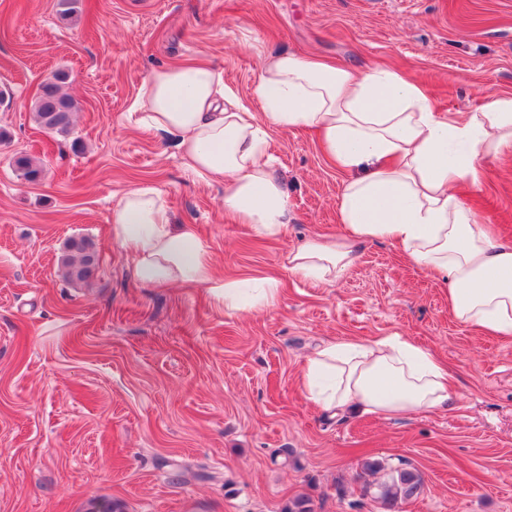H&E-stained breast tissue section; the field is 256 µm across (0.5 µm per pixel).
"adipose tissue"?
Segmentation results:
<instances>
[{"label":"adipose tissue","mask_w":512,"mask_h":512,"mask_svg":"<svg viewBox=\"0 0 512 512\" xmlns=\"http://www.w3.org/2000/svg\"><path fill=\"white\" fill-rule=\"evenodd\" d=\"M134 111L138 127L174 141L196 179L223 183L226 215L268 239L292 219L268 138L276 129L315 130L329 159L350 175L338 205L343 232L290 251L289 272L330 285L358 261L361 245L385 240L447 283L458 322L512 336V241L481 224L455 192L477 183L485 163L512 153V96L442 114L423 84L399 71L282 52L266 56L251 100L214 67L191 61L153 70ZM111 224L143 285H202L232 312L276 302L274 279L250 288L219 277L207 245L192 225L173 223L155 187L125 193ZM300 385L324 412L407 415L455 399L446 366L399 336L326 343L307 357Z\"/></svg>","instance_id":"adipose-tissue-1"}]
</instances>
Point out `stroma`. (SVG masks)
Segmentation results:
<instances>
[{
  "instance_id": "1",
  "label": "stroma",
  "mask_w": 512,
  "mask_h": 512,
  "mask_svg": "<svg viewBox=\"0 0 512 512\" xmlns=\"http://www.w3.org/2000/svg\"><path fill=\"white\" fill-rule=\"evenodd\" d=\"M295 52L408 71L439 112L512 95V0H0V512H512V337L459 323L448 287L386 241L365 245L331 286L290 274L289 251L341 233L348 179L315 132L271 134L293 220L256 236L224 217V187L185 170L172 140L130 115L153 69L203 60L250 98L265 55ZM78 102L66 139L30 112L56 71ZM40 160L29 183L12 161ZM160 189L224 278L272 277L270 308L233 313L206 288H145L112 240L113 205ZM461 199L512 240V155ZM98 269L63 277L72 238ZM402 336L446 363L452 407L384 416L320 411L298 385L323 343ZM404 465L421 495L386 510L364 493Z\"/></svg>"
}]
</instances>
